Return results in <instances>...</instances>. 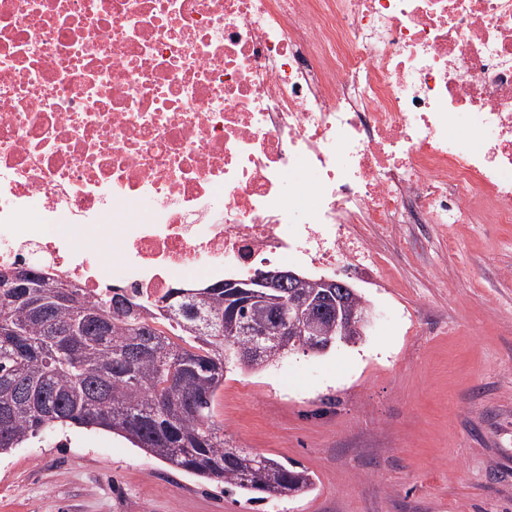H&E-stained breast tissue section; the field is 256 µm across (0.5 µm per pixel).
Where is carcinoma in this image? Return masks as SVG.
Here are the masks:
<instances>
[{
    "instance_id": "cac0c4a2",
    "label": "carcinoma",
    "mask_w": 512,
    "mask_h": 512,
    "mask_svg": "<svg viewBox=\"0 0 512 512\" xmlns=\"http://www.w3.org/2000/svg\"><path fill=\"white\" fill-rule=\"evenodd\" d=\"M46 287L0 280V454L69 427L108 431L172 469L239 491L250 502L314 489L306 469L244 452L210 422L242 340L227 334L224 282L171 288L134 311L113 310L81 287L31 270ZM298 345H272L261 370Z\"/></svg>"
}]
</instances>
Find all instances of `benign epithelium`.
I'll list each match as a JSON object with an SVG mask.
<instances>
[{
	"label": "benign epithelium",
	"mask_w": 512,
	"mask_h": 512,
	"mask_svg": "<svg viewBox=\"0 0 512 512\" xmlns=\"http://www.w3.org/2000/svg\"><path fill=\"white\" fill-rule=\"evenodd\" d=\"M224 291L234 299L245 297L263 303V308L247 320L227 311L232 334L248 337L255 347L288 335L292 342L305 343L308 352L323 353L334 342L355 343V337L364 335L372 320L368 305L351 304L354 289L349 283L327 277L308 278L290 269H261L245 282L227 279ZM335 334L339 339H332Z\"/></svg>",
	"instance_id": "benign-epithelium-1"
}]
</instances>
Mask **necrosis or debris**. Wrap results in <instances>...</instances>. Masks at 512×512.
I'll return each instance as SVG.
<instances>
[{
	"instance_id": "1",
	"label": "necrosis or debris",
	"mask_w": 512,
	"mask_h": 512,
	"mask_svg": "<svg viewBox=\"0 0 512 512\" xmlns=\"http://www.w3.org/2000/svg\"><path fill=\"white\" fill-rule=\"evenodd\" d=\"M408 222L512 224V0H0V270L384 281Z\"/></svg>"
}]
</instances>
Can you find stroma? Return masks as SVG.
Masks as SVG:
<instances>
[{
	"label": "stroma",
	"mask_w": 512,
	"mask_h": 512,
	"mask_svg": "<svg viewBox=\"0 0 512 512\" xmlns=\"http://www.w3.org/2000/svg\"><path fill=\"white\" fill-rule=\"evenodd\" d=\"M392 283L358 284L354 345L224 376L233 446L308 469V494L251 503L102 430L0 456V512H512V224L374 233Z\"/></svg>",
	"instance_id": "1"
}]
</instances>
